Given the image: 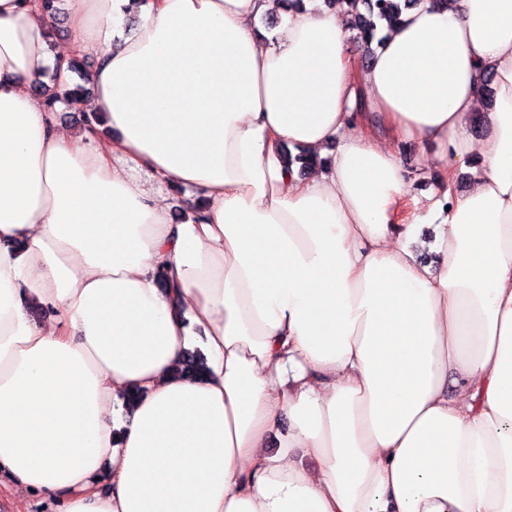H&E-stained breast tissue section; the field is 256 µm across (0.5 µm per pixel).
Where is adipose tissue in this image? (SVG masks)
<instances>
[{
    "label": "adipose tissue",
    "mask_w": 512,
    "mask_h": 512,
    "mask_svg": "<svg viewBox=\"0 0 512 512\" xmlns=\"http://www.w3.org/2000/svg\"><path fill=\"white\" fill-rule=\"evenodd\" d=\"M58 7L79 37L54 55L53 16L0 0L12 491L55 512H512V0H422L363 65L325 0ZM75 56L108 139L31 91ZM166 186L200 217L173 223ZM423 224L434 264L407 247Z\"/></svg>",
    "instance_id": "ef3b65f1"
}]
</instances>
